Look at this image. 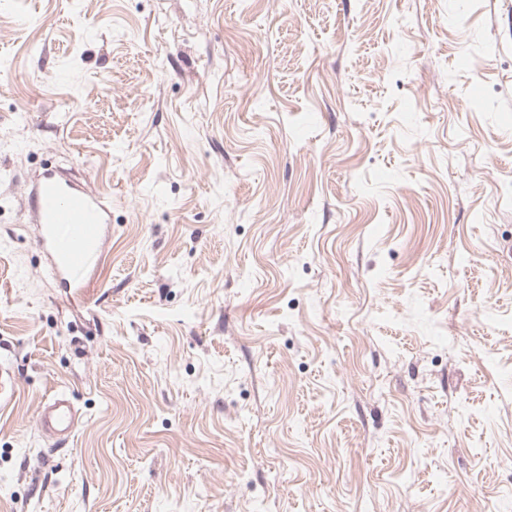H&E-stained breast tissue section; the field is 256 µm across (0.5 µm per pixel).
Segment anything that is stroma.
<instances>
[{
  "mask_svg": "<svg viewBox=\"0 0 512 512\" xmlns=\"http://www.w3.org/2000/svg\"><path fill=\"white\" fill-rule=\"evenodd\" d=\"M510 242L512 0H0V512H512ZM39 224L37 243L47 254L51 274L76 288L94 259L100 262L111 212L102 197L53 172L42 175L30 194ZM36 421L41 432L55 444L69 441L81 422L77 409L63 392H57L45 399Z\"/></svg>",
  "mask_w": 512,
  "mask_h": 512,
  "instance_id": "1",
  "label": "stroma"
}]
</instances>
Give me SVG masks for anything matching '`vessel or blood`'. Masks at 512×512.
Segmentation results:
<instances>
[{
  "label": "vessel or blood",
  "mask_w": 512,
  "mask_h": 512,
  "mask_svg": "<svg viewBox=\"0 0 512 512\" xmlns=\"http://www.w3.org/2000/svg\"><path fill=\"white\" fill-rule=\"evenodd\" d=\"M39 226L37 243L47 254L51 274L68 286H80L92 261L102 259L111 212L101 196L58 178L42 175L30 194ZM41 432L54 443L69 441L80 425V416L65 393L42 403L36 417Z\"/></svg>",
  "instance_id": "1"
}]
</instances>
